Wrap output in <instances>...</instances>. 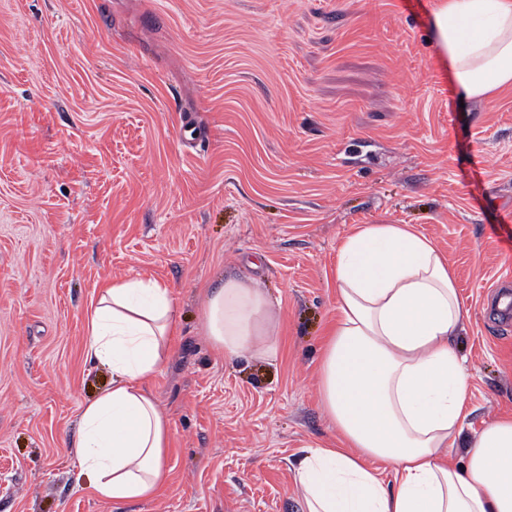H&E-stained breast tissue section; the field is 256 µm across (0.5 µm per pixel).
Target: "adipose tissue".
Wrapping results in <instances>:
<instances>
[{"mask_svg": "<svg viewBox=\"0 0 512 512\" xmlns=\"http://www.w3.org/2000/svg\"><path fill=\"white\" fill-rule=\"evenodd\" d=\"M431 29L461 99L512 86V0H444ZM334 281L318 382L341 438L307 446L294 467L305 512H512V418L463 434L471 374L452 340L469 309L447 257L411 225L366 224L340 246ZM201 314L226 357H277L280 308L254 280L225 278ZM177 325L169 285L153 278L105 284L91 304L86 354L112 384L82 406L71 452L100 499L142 501L165 484L170 426L148 383Z\"/></svg>", "mask_w": 512, "mask_h": 512, "instance_id": "ef3b65f1", "label": "adipose tissue"}]
</instances>
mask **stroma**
I'll list each match as a JSON object with an SVG mask.
<instances>
[{"instance_id":"35a3bbf8","label":"stroma","mask_w":512,"mask_h":512,"mask_svg":"<svg viewBox=\"0 0 512 512\" xmlns=\"http://www.w3.org/2000/svg\"><path fill=\"white\" fill-rule=\"evenodd\" d=\"M440 0H0V512H301L291 467L333 447L317 365L342 240L409 224L470 317V429L512 417V87L462 110ZM169 284L148 387L170 420L151 500L92 494L69 448L112 382L86 351L107 281ZM258 279L276 359L216 352L208 290Z\"/></svg>"}]
</instances>
